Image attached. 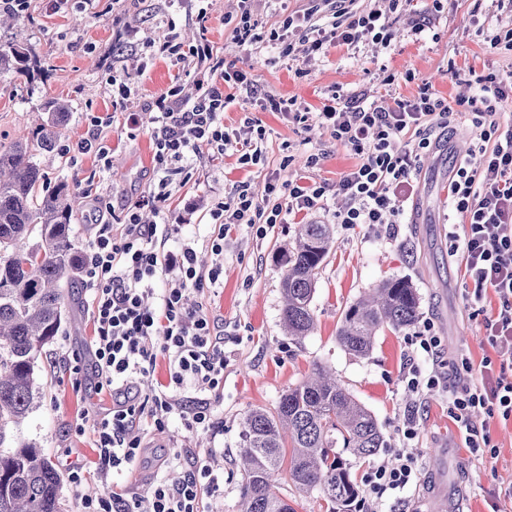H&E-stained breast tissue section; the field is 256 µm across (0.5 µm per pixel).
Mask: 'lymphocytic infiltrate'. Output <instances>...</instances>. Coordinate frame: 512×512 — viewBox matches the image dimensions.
I'll return each mask as SVG.
<instances>
[{
    "mask_svg": "<svg viewBox=\"0 0 512 512\" xmlns=\"http://www.w3.org/2000/svg\"><path fill=\"white\" fill-rule=\"evenodd\" d=\"M253 0H241L232 27L234 39L253 45L270 39L280 42L283 55L313 54L328 47L354 46L372 39L390 43L387 13L406 9L411 0H388L387 10L363 13L350 10L348 0H310L304 12L287 15L279 28L263 35L252 10ZM331 12L329 25L316 24L320 12ZM160 55H180L178 36L167 32L157 41ZM200 67L193 79V94L173 86L154 102L158 110L152 135L155 173L173 172L188 154L208 148L224 154L235 148L244 164L258 163L262 149L253 127L226 130L224 113L237 97L257 95L256 86L241 71L214 57L208 45L186 49ZM479 89L475 98L445 103L429 87L416 96L395 100L384 108L370 102L365 92L333 95L316 117L333 129L337 141L360 158L336 184L325 181L288 183V201H277L278 183L265 186L268 204L255 200L249 186L239 185L233 198L217 202L209 215L215 226L206 245L213 255L209 269L197 262V242L183 239L174 224L143 223L144 207L162 210L165 193L145 196L127 206L120 229L98 225L88 244L79 278L89 301L94 324L92 370L99 389L112 393V408L93 425L96 469L101 479L118 484V491L88 498L84 512H202L204 493L220 492L224 479L214 473L205 454L174 447L159 465L145 489L120 486L123 474L136 465L143 452L146 428L164 431L171 416H178L189 431L217 437L224 423L217 408L224 395V371L229 358L224 350V328L200 308L187 304L189 291L201 292L224 282V243L241 228L266 235L285 223L289 214L315 212L329 191L346 205L337 215L341 224H395L404 205L416 193L413 178L421 152L431 148L430 130L447 125L453 112L473 114L482 126L479 165L456 164L448 181L454 208L467 214L461 240L465 272L478 288L493 289L499 309L485 324V339L497 357L512 360V132L496 139L497 106L512 98V79L494 71L473 74ZM495 359L473 367L460 357L458 373L479 372L480 383L449 388L447 373L422 372L407 363L405 382L417 399L444 392L448 412L464 433L468 447L491 450L490 422L512 418V378L498 373ZM166 364V382L154 383L159 364ZM483 410L485 420L474 425L472 414ZM417 421L407 416L393 449L395 465L371 467L363 479L359 512H382L394 493L419 480Z\"/></svg>",
    "mask_w": 512,
    "mask_h": 512,
    "instance_id": "obj_1",
    "label": "lymphocytic infiltrate"
}]
</instances>
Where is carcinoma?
<instances>
[{"instance_id":"cac0c4a2","label":"carcinoma","mask_w":512,"mask_h":512,"mask_svg":"<svg viewBox=\"0 0 512 512\" xmlns=\"http://www.w3.org/2000/svg\"><path fill=\"white\" fill-rule=\"evenodd\" d=\"M30 60L20 44L0 48V74L28 76ZM69 113L68 104L54 101L32 136L0 146V512H62L61 479L52 461L14 430L40 403L38 361L61 329L64 289L76 284L83 261L71 230L75 189L66 181L42 189L45 175L35 162L54 149ZM33 231L39 240L30 245L26 238ZM331 243L329 225L300 224L293 242L279 247L282 323L293 340L314 329L311 302ZM419 305L411 283L386 279L348 306L337 340L365 356L381 329L414 326ZM241 433L239 512H294L276 492L281 482L317 491L328 512H355L358 486L344 454L366 458L384 447L370 411L322 364L284 391L273 408L251 410Z\"/></svg>"}]
</instances>
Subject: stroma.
<instances>
[{
  "label": "stroma",
  "mask_w": 512,
  "mask_h": 512,
  "mask_svg": "<svg viewBox=\"0 0 512 512\" xmlns=\"http://www.w3.org/2000/svg\"><path fill=\"white\" fill-rule=\"evenodd\" d=\"M430 7V0H411L406 11L389 15L390 44L368 40L353 48L338 46L321 54L285 57L270 44L251 51L234 40L224 19L238 13V0H68L60 8L54 0H26L24 9L13 12L12 23L0 26V45L27 44L35 72L30 80L0 78V145H10L46 119L51 100L70 103L60 148L39 155L37 162L46 175L45 188L63 179L77 180L80 200L71 227L78 248L86 249L97 225L121 224L127 201L158 188L151 137L154 99L177 84L185 93L193 91L188 74L197 68V58L158 57L151 44L170 27L184 46L206 39L214 56L245 73L261 93L260 98H242L228 108L225 126L236 129L248 120L261 127L264 138L259 164L240 165L233 150L218 159L204 153L188 157L180 172L170 176L165 218L178 225L181 237L203 241L212 232L210 208L230 198L240 183L249 184L262 202L269 177L333 183L358 161L316 119L302 123L270 111L264 96L293 98L315 110L337 92L363 90L370 99L390 104L413 97L426 85L452 103L461 96H474L476 89L466 78L452 77L451 68L512 74V52L489 43L493 33L512 28V6L496 5L495 0H443L430 28L413 35V18ZM202 9L208 20L201 26L196 16ZM116 69L126 71L135 87L128 109L139 113L140 129L133 138L126 136L123 118L114 112L118 94L110 79ZM107 115L114 118L102 131L111 149L110 165H103L92 152L73 157L63 153V146L86 138L93 117ZM480 133L464 118L449 129H436V146L418 160V190L405 205L397 236L365 224L337 223L342 201L332 192L321 209L306 216V223L332 225L334 240L312 300L316 327L301 341L286 336L281 322L284 269L276 260L278 248L294 238L295 225H275L262 238L245 228L226 240L223 285L211 293L189 296L190 302L223 320L225 349L231 354L219 407L224 451L210 461L214 471L224 476V490L204 495L205 512H238L241 477L235 458L243 417L258 407H274L282 392L305 378L317 361L333 369L371 412L385 437V446L376 455L352 460L354 480L388 459L389 448L399 442L398 427L415 406L422 469L416 487L404 494L411 512H428L431 493L442 484L461 512H490L491 491L512 486V420L491 424L496 454L481 458L467 448L448 414L446 398L434 395L424 406H416L403 379L405 360L414 356L425 371L431 370L432 362L424 354H413L410 331H381L373 350L363 357L349 354L336 340L341 315L349 305L384 279L404 278L418 292L421 318L432 320L441 336L444 358L465 353L477 364L491 355L484 325L496 315L498 301L489 290L479 306L469 302L475 284L465 278L461 256L454 249V237L463 234L468 217L448 200L451 170L459 154L479 142ZM313 152L321 160L310 168L306 159ZM66 304L62 328L41 358L42 404L25 419L18 436L38 443L58 473H65L69 464H83L81 485L66 482L61 488L65 512H82L85 497L101 482L93 465L96 451L90 431L96 416L111 410L112 397L95 390L94 326L83 288L69 289ZM75 365L80 368L76 375L71 372ZM79 422L85 435L75 433ZM146 439L144 461L125 478L135 489L143 486L149 470L173 445L202 451L214 445L210 437L186 431L175 418L165 433L151 432ZM448 447L453 450V463L443 475L436 465V451Z\"/></svg>",
  "instance_id": "35a3bbf8"
}]
</instances>
